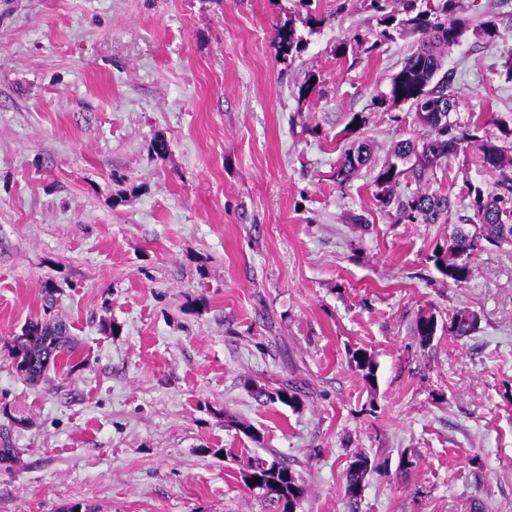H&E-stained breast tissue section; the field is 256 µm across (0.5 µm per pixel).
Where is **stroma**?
Instances as JSON below:
<instances>
[{"instance_id": "obj_1", "label": "stroma", "mask_w": 512, "mask_h": 512, "mask_svg": "<svg viewBox=\"0 0 512 512\" xmlns=\"http://www.w3.org/2000/svg\"><path fill=\"white\" fill-rule=\"evenodd\" d=\"M458 5L497 35L449 53L450 118L512 128V0ZM288 19L303 44L282 57ZM376 26L366 0H0V430L20 450L0 512H267L241 479L257 457L291 467L297 512H348L360 452L388 471L359 512H512V246L450 284L429 255L465 202L398 224L371 169L336 181L351 144L378 167L425 133L409 104H372L416 36L336 52ZM45 287L77 351L31 386L9 343ZM463 309L480 325L459 339ZM478 328V317L469 312H457L450 320L448 333L452 336H471ZM351 358V367L356 369L366 383L374 384L377 366L375 357L366 350L359 349L352 353ZM253 393L259 401H263L265 399L266 402H279L289 407H295L299 404V400L295 393L285 387L277 389L274 392H270L264 386L255 384L253 387ZM285 397H288V400H285Z\"/></svg>"}]
</instances>
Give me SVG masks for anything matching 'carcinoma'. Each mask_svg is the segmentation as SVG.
<instances>
[{"label": "carcinoma", "mask_w": 512, "mask_h": 512, "mask_svg": "<svg viewBox=\"0 0 512 512\" xmlns=\"http://www.w3.org/2000/svg\"><path fill=\"white\" fill-rule=\"evenodd\" d=\"M419 0H369V8L378 14L384 26L369 43L367 50L377 48L391 38L390 30L397 29L419 35L417 48L405 59L401 69L391 78L389 89L375 97L380 106L408 103L415 109L420 123L426 129L418 142L407 139L394 150V160L387 162L374 176L380 188L376 200L384 208L394 209L398 224H435L448 214L452 206L450 196L443 192L421 190L405 197L390 194L391 188L405 178L415 182L428 180L440 163L449 156L472 149L481 167L490 173L512 168V129L502 131L505 141L484 132V127L473 122L460 125L449 120L455 99L449 91L448 72L443 70L447 51L458 44L469 20L457 16V0H439L437 6L422 10ZM278 48L289 54L298 48L299 39L293 27L283 24L277 32ZM367 162L366 147L360 145L354 153H346L336 171V181L343 183L353 172ZM470 219L475 230L454 225L448 234L446 246L433 252L434 266L453 284L467 281L472 274L471 260L483 244L499 247L512 245V176H502L490 188L466 185ZM478 328V317L469 312H458L450 320L448 333L457 337L472 335ZM434 316L417 317L414 333L420 344L429 343L437 333ZM71 336L65 323L47 318L27 324L21 334L12 337L9 357L16 373L27 383L36 384L57 360L71 357ZM351 367L368 384L375 382L376 360L365 351L352 353ZM257 400L279 402L295 407L299 400L295 393L283 387L274 392L262 385H254ZM19 452L9 446V438L0 439V464L9 468L17 461ZM385 464L358 454L349 462L345 473V495L351 508L359 502L366 477L378 472ZM252 480L244 485L272 509V512H294L305 490L288 464L256 459L247 466Z\"/></svg>", "instance_id": "carcinoma-1"}]
</instances>
